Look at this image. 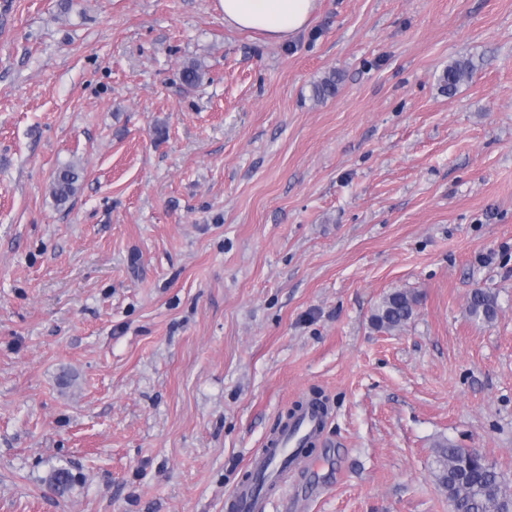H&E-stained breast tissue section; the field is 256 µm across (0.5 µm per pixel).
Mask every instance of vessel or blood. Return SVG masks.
I'll return each mask as SVG.
<instances>
[{
  "label": "vessel or blood",
  "mask_w": 512,
  "mask_h": 512,
  "mask_svg": "<svg viewBox=\"0 0 512 512\" xmlns=\"http://www.w3.org/2000/svg\"><path fill=\"white\" fill-rule=\"evenodd\" d=\"M324 412L315 404L302 408L295 418L277 434L267 439L264 448L256 452L248 463L251 477L237 484L227 498V512H266L268 499L253 481L255 475H272L274 467H285L296 472L301 449L315 436L320 435L324 424Z\"/></svg>",
  "instance_id": "vessel-or-blood-1"
}]
</instances>
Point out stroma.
Segmentation results:
<instances>
[{
  "label": "stroma",
  "mask_w": 512,
  "mask_h": 512,
  "mask_svg": "<svg viewBox=\"0 0 512 512\" xmlns=\"http://www.w3.org/2000/svg\"><path fill=\"white\" fill-rule=\"evenodd\" d=\"M316 393L267 512H451L445 440L512 485V0H0V512H225ZM317 0H219L224 23L284 41L309 26ZM473 66L467 59L456 60L444 70L442 75L443 90L449 94L455 92L459 85L471 79ZM79 173L73 165L57 170L52 181V196L58 204H65L76 193ZM468 309L472 316L490 321L496 315L497 305L491 295L481 289H477L471 293ZM417 300L405 291H395L384 296L372 316L376 328L394 330L405 325L414 315ZM324 419L320 406L310 404L302 408L286 427L281 428L272 439H267L265 448L250 458L248 467L252 478L262 474L274 479L283 466L285 467L280 475L295 473L299 469L296 463L301 457V448L322 433ZM275 465L277 471L273 472Z\"/></svg>",
  "instance_id": "35a3bbf8"
}]
</instances>
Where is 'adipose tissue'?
<instances>
[{"instance_id": "1", "label": "adipose tissue", "mask_w": 512, "mask_h": 512, "mask_svg": "<svg viewBox=\"0 0 512 512\" xmlns=\"http://www.w3.org/2000/svg\"><path fill=\"white\" fill-rule=\"evenodd\" d=\"M219 6L228 26L281 42L309 26L316 0H219Z\"/></svg>"}]
</instances>
